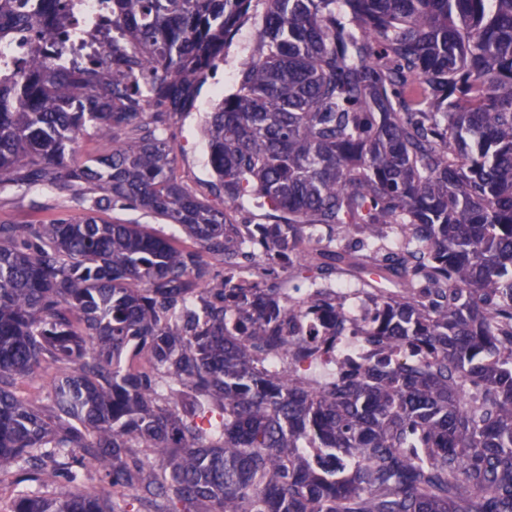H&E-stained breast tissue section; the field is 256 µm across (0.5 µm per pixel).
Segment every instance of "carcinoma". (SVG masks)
I'll return each mask as SVG.
<instances>
[{"label":"carcinoma","mask_w":512,"mask_h":512,"mask_svg":"<svg viewBox=\"0 0 512 512\" xmlns=\"http://www.w3.org/2000/svg\"><path fill=\"white\" fill-rule=\"evenodd\" d=\"M262 4L111 0L81 66L63 0L0 25L53 40L0 77V187L82 211L0 224L5 512H512V0ZM250 20L201 125L218 207L166 129ZM89 128L112 152L73 163ZM101 216L110 222L136 221L139 224H149L150 227H152L154 231L157 233L166 236L175 234L178 238V243L182 247L187 249H193L194 247V243L191 240L187 239L183 234L177 232L170 224L166 223L165 221H161L153 217L143 215L140 212L122 209L121 207H116L113 210L111 208L110 210L102 213Z\"/></svg>","instance_id":"obj_1"}]
</instances>
